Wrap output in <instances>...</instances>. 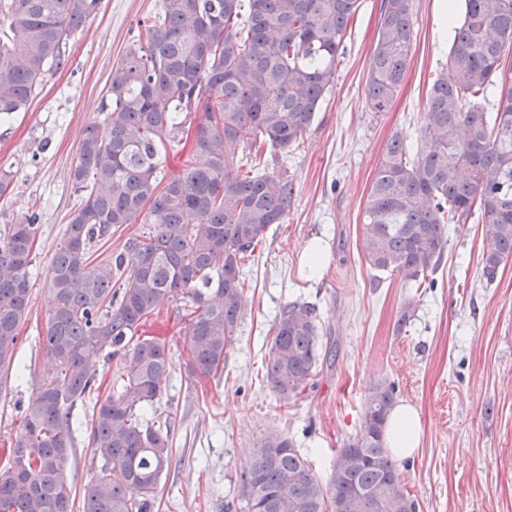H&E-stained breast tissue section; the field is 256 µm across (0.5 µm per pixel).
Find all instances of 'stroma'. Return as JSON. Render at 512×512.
Segmentation results:
<instances>
[{
  "mask_svg": "<svg viewBox=\"0 0 512 512\" xmlns=\"http://www.w3.org/2000/svg\"><path fill=\"white\" fill-rule=\"evenodd\" d=\"M336 78L299 148L277 166L295 191L285 223L271 225L245 267L244 309L221 379L196 373L188 350L183 301L160 308L139 336L165 342L172 370L157 405L172 462L154 512H239L238 478L261 441L290 436L313 472L328 480L342 443L360 433L364 404L380 382L412 403L421 445L397 459L418 512H512V260L493 283L481 276L487 226L450 225L438 269L427 286L375 275L363 258V209L386 142L403 133L415 142L426 98L445 67L451 27L448 0H412L414 41L391 108L370 111L365 87L381 0H360ZM161 0H102L100 11L71 34L64 65L51 69L25 111L0 121V171L11 185L0 196V232L39 215L30 268V313L16 360L0 371V465L20 430V405L55 370L42 338L50 308L51 258L79 198L69 172L82 132L101 120L114 63L133 48ZM322 237L329 263L318 281L300 272L299 253ZM415 311L399 319L408 299ZM313 306L325 341L336 344L332 369L309 392L279 399L265 376L267 332L282 305ZM80 426L64 474L83 489L100 463L90 445L92 404L73 409Z\"/></svg>",
  "mask_w": 512,
  "mask_h": 512,
  "instance_id": "1",
  "label": "stroma"
}]
</instances>
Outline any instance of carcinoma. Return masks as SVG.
Returning <instances> with one entry per match:
<instances>
[{
  "instance_id": "obj_1",
  "label": "carcinoma",
  "mask_w": 512,
  "mask_h": 512,
  "mask_svg": "<svg viewBox=\"0 0 512 512\" xmlns=\"http://www.w3.org/2000/svg\"><path fill=\"white\" fill-rule=\"evenodd\" d=\"M101 0H0V117L26 110L66 40ZM450 0L452 42L427 97L417 147L394 134L363 209L370 270L419 282L435 270L448 226L473 216L491 226L482 277L512 259V0ZM359 0H162L144 40L109 74L103 124L82 133L70 177L82 191L52 259L43 343L56 371L21 409L12 456L0 468V512H152L169 468L168 435L142 410L160 399L172 368L164 342L135 337L171 298L192 308L186 335L196 370L224 373L242 315V270L267 229L283 224L293 180L274 166L314 123L336 76ZM413 44L412 0H381L365 98L385 112L405 79ZM182 112L201 113L185 127ZM201 159L166 183L162 152L180 136ZM144 218L106 261L94 245ZM37 214L0 234V367L10 365L29 313ZM110 349L120 382L96 398L92 452L100 461L82 496L64 477L71 411L99 390L89 363ZM315 309L286 303L265 356L273 392L297 397L334 364ZM395 383L365 403L363 428L338 449L328 482L284 434L269 436L239 477L241 512H417L385 439ZM135 489L139 498L127 491ZM81 505H76V498Z\"/></svg>"
}]
</instances>
